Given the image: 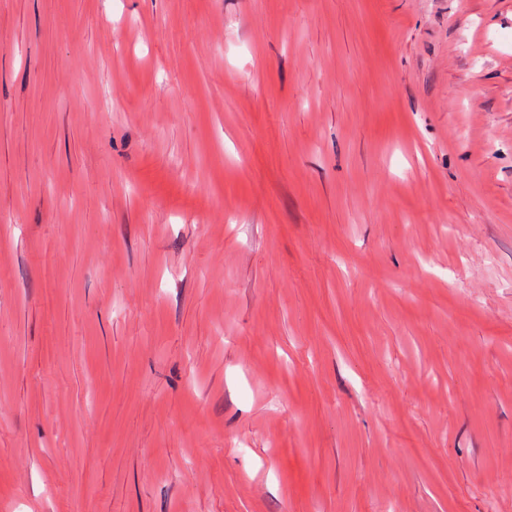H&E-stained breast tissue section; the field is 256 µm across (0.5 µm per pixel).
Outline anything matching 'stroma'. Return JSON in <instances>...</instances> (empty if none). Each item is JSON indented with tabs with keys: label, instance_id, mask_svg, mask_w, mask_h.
<instances>
[{
	"label": "stroma",
	"instance_id": "35a3bbf8",
	"mask_svg": "<svg viewBox=\"0 0 512 512\" xmlns=\"http://www.w3.org/2000/svg\"><path fill=\"white\" fill-rule=\"evenodd\" d=\"M0 512H512V0H0Z\"/></svg>",
	"mask_w": 512,
	"mask_h": 512
}]
</instances>
